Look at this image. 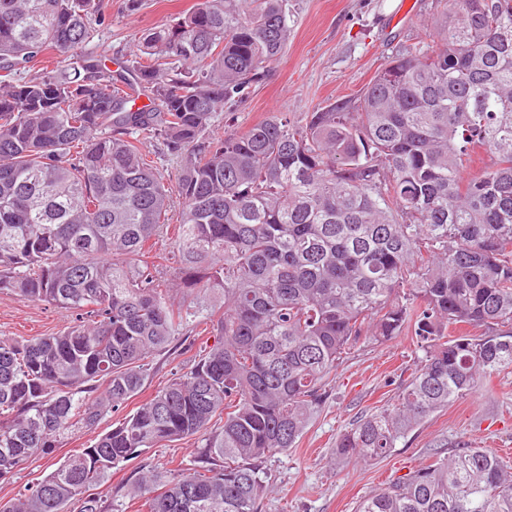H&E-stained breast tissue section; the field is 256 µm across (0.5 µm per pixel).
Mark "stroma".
I'll list each match as a JSON object with an SVG mask.
<instances>
[{
  "label": "stroma",
  "mask_w": 512,
  "mask_h": 512,
  "mask_svg": "<svg viewBox=\"0 0 512 512\" xmlns=\"http://www.w3.org/2000/svg\"><path fill=\"white\" fill-rule=\"evenodd\" d=\"M195 2L102 0L105 21L88 49L120 72L142 30L174 20ZM286 9L291 33L283 55L262 81L249 87L242 102L215 118V136L243 133L274 113L297 119L337 101H355L392 55L431 44L441 5L439 0H286ZM70 319L65 310L0 290V336H49ZM183 337L184 344H172L154 359L142 396L168 384L214 342L213 334L192 329ZM421 357L406 335L352 347L330 374L327 399L295 447L267 459L274 491L262 512H355L362 497L428 463L432 454L448 456L467 446L495 452L512 467V369L492 375L473 395L431 414L387 458L362 464L336 457L337 436L362 415L394 405L402 381ZM116 423V416H105L96 429L69 435L52 453L30 458L0 480V502L17 498L57 462ZM194 448L193 441L182 440L146 449L114 468L99 493L111 498L114 512H138V504L114 499V491L144 467L164 473L189 467Z\"/></svg>",
  "instance_id": "1"
}]
</instances>
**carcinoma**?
<instances>
[{"label": "carcinoma", "mask_w": 512, "mask_h": 512, "mask_svg": "<svg viewBox=\"0 0 512 512\" xmlns=\"http://www.w3.org/2000/svg\"><path fill=\"white\" fill-rule=\"evenodd\" d=\"M442 2L438 48L395 55L357 102L222 138L214 119L288 43L284 0H197L144 31L137 108L85 51L101 0H0V289L73 316L0 337V480L122 411L187 327L217 336L0 512H112L96 493L112 469L191 438V467L139 471L120 497L261 512L262 463L294 446L360 341L407 333L424 356L398 407L340 435L336 456L356 462L512 367V0ZM49 50L79 66L31 72ZM153 137L185 155L173 185L140 148ZM479 150L491 163L472 170ZM174 194L180 284L164 288L146 245L168 234ZM217 288L216 319L198 299ZM356 512H512V468L462 448Z\"/></svg>", "instance_id": "carcinoma-1"}]
</instances>
